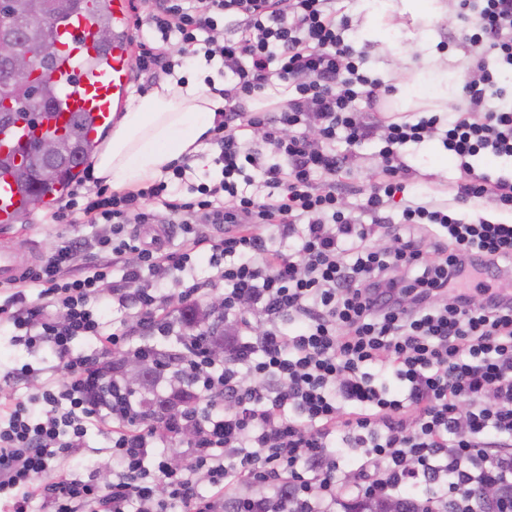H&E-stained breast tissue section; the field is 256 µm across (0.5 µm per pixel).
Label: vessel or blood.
I'll return each instance as SVG.
<instances>
[{
  "mask_svg": "<svg viewBox=\"0 0 512 512\" xmlns=\"http://www.w3.org/2000/svg\"><path fill=\"white\" fill-rule=\"evenodd\" d=\"M96 26L86 15L69 17L56 28L61 40L56 61L58 114L56 126H63L75 113L92 118L88 140H96L99 129L110 125L115 103L123 101L129 84V44L120 39L109 52L94 42ZM26 196L9 171L0 172V224L14 223L25 210ZM27 272L20 256L0 253V283L21 279Z\"/></svg>",
  "mask_w": 512,
  "mask_h": 512,
  "instance_id": "1",
  "label": "vessel or blood"
}]
</instances>
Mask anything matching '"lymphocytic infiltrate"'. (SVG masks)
Segmentation results:
<instances>
[{"mask_svg": "<svg viewBox=\"0 0 512 512\" xmlns=\"http://www.w3.org/2000/svg\"><path fill=\"white\" fill-rule=\"evenodd\" d=\"M151 36L136 69L148 78L173 75L188 60L221 59L224 111L210 138L219 149L221 178L200 184L191 201L168 200L159 182L135 193L69 197L55 215L67 224H107L96 261L70 268L84 242L74 237L11 284L0 314L27 348L48 350V371L25 364L11 377H42L28 399L0 405V499L8 512H224V492L240 488L235 512H334L341 492L386 501L422 492L426 512L456 501L480 512L471 496L484 485L512 484V457L487 453L489 439L512 438V224L457 204L488 201L512 212V177L476 172L473 158H512V95L498 79L512 70V0H457L464 41L476 76L462 88L460 116L409 120L385 112L391 86L361 72L363 54L348 36L336 0H152ZM285 84L294 95L272 113L250 112L247 101ZM316 128V138L294 135ZM262 129L263 145L244 147L245 128ZM382 130L381 176L360 210L346 213L338 174L349 146ZM441 133L460 178L446 202L406 201L390 250L372 247L383 212L406 190L398 149ZM267 189L246 194V171ZM180 220V247H151L126 231L130 224ZM199 224H235L209 256L224 285V314L239 333L252 330L246 310L267 324L258 346L229 344L215 361L209 343L186 341L176 361L192 377L205 405L193 419L176 414L162 428L138 422L122 375L104 389L97 374L112 352L144 356L131 344L135 329L166 336L172 322L157 313L167 299L147 286L168 273L180 302L197 304L204 285L193 269L204 239ZM294 235L271 249L263 228ZM121 267L123 287L112 300L136 309L134 326L118 330L93 308L101 285ZM43 302H28L27 289ZM62 306L57 320L51 306ZM109 428L118 469L108 486L82 480L60 464L84 453L89 426ZM195 438L188 461L174 467L160 451L186 424ZM362 451L353 472L329 456V440ZM52 474L50 483L38 478ZM208 492H201L200 481Z\"/></svg>", "mask_w": 512, "mask_h": 512, "instance_id": "1", "label": "lymphocytic infiltrate"}]
</instances>
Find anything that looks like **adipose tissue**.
I'll return each mask as SVG.
<instances>
[{
    "label": "adipose tissue",
    "mask_w": 512,
    "mask_h": 512,
    "mask_svg": "<svg viewBox=\"0 0 512 512\" xmlns=\"http://www.w3.org/2000/svg\"><path fill=\"white\" fill-rule=\"evenodd\" d=\"M367 19L360 31L366 40L390 41L405 23L421 29L445 18V0H363ZM211 69L200 65L195 76L170 77L145 92L128 95L103 148L94 156L96 181L116 191L134 190L162 178L169 166L196 156L213 129L224 99L208 92L203 80ZM468 77L466 71H449L447 64L423 56L409 80L392 100L398 110L426 107L451 111L456 89Z\"/></svg>",
    "instance_id": "1"
}]
</instances>
